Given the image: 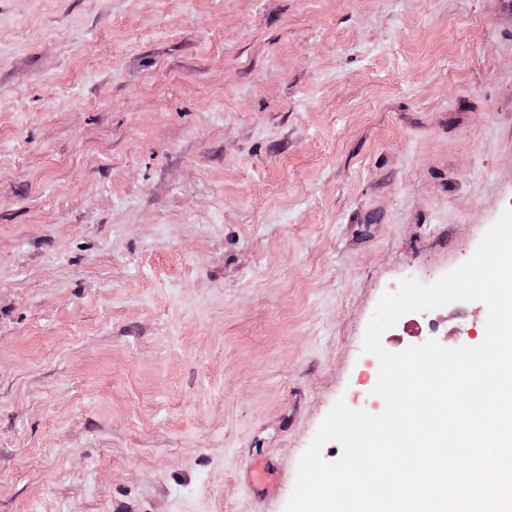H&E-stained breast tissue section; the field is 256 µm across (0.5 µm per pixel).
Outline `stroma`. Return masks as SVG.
I'll return each mask as SVG.
<instances>
[{
	"label": "stroma",
	"instance_id": "stroma-1",
	"mask_svg": "<svg viewBox=\"0 0 512 512\" xmlns=\"http://www.w3.org/2000/svg\"><path fill=\"white\" fill-rule=\"evenodd\" d=\"M509 209L512 0H0V512H284Z\"/></svg>",
	"mask_w": 512,
	"mask_h": 512
}]
</instances>
